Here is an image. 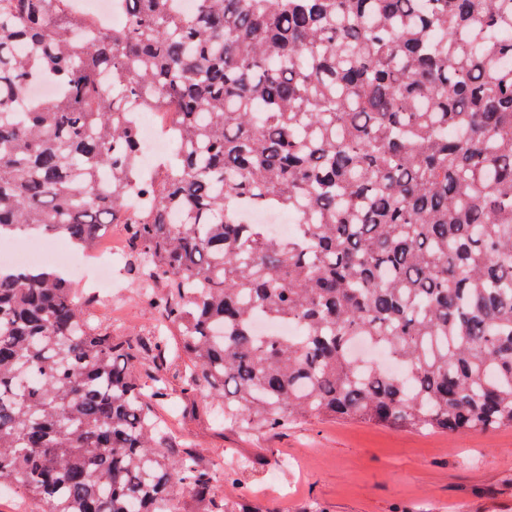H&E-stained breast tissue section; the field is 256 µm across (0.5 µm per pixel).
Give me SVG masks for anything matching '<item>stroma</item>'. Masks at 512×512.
<instances>
[{
	"label": "stroma",
	"instance_id": "35a3bbf8",
	"mask_svg": "<svg viewBox=\"0 0 512 512\" xmlns=\"http://www.w3.org/2000/svg\"><path fill=\"white\" fill-rule=\"evenodd\" d=\"M104 300L123 333L153 322L123 266ZM158 412L216 465L218 496L248 512H512V427L449 436L307 417L245 434L181 394Z\"/></svg>",
	"mask_w": 512,
	"mask_h": 512
}]
</instances>
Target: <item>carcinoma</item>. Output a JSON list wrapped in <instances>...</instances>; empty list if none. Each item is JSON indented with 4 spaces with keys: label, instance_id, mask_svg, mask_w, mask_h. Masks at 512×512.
Segmentation results:
<instances>
[{
    "label": "carcinoma",
    "instance_id": "carcinoma-1",
    "mask_svg": "<svg viewBox=\"0 0 512 512\" xmlns=\"http://www.w3.org/2000/svg\"><path fill=\"white\" fill-rule=\"evenodd\" d=\"M118 2L108 27L0 0V236L86 252L124 225L155 320L114 336L93 291L0 272V486L31 512H235L154 411L172 365L246 430L512 427V0ZM31 75L57 97L28 99ZM144 111L178 144L153 180ZM242 197L302 223L271 238Z\"/></svg>",
    "mask_w": 512,
    "mask_h": 512
}]
</instances>
